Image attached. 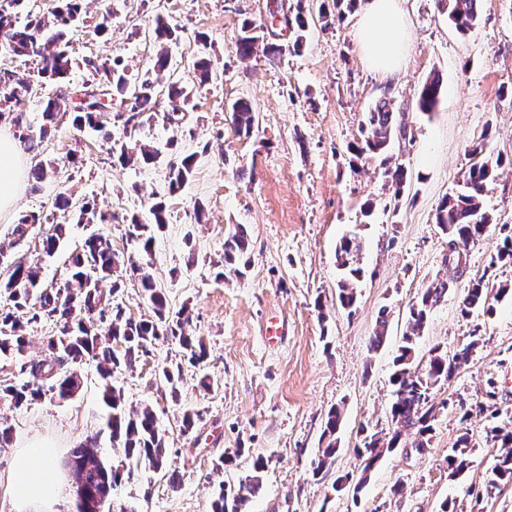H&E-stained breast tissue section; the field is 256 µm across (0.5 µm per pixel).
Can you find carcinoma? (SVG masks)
<instances>
[{"label": "carcinoma", "instance_id": "1", "mask_svg": "<svg viewBox=\"0 0 512 512\" xmlns=\"http://www.w3.org/2000/svg\"><path fill=\"white\" fill-rule=\"evenodd\" d=\"M25 0H0V119L5 118L14 128V136L24 147L34 152L52 133L58 119L68 115L72 126L87 128L112 138L105 129L104 119L122 128V140L113 146L122 164L139 161L145 164L156 161L161 150L153 144L137 139L140 129L157 117L171 124H180L182 110L179 104L188 101V92L180 82L162 86L152 78H132L128 76L123 60L115 57L108 64H100L93 56L82 58V64L91 72L92 79L79 89L81 101L71 106L58 96H48L43 101L41 123L36 133L23 134L22 113L7 115L4 108L15 97L12 88L24 83H32L42 90L48 84L65 80L76 59L72 55L70 36L82 19L84 0H59L58 6L47 20L34 18L23 23L18 20V8ZM361 0H320L318 14L327 19H344L348 13L358 9ZM485 0H444L448 19L459 33H465L480 23ZM308 23L302 7L288 18V29L293 32L294 41L288 48L269 42L264 46L268 59L275 61L285 50L298 51L302 47L303 32ZM258 26L244 22L241 34L237 36L235 50L242 59L250 57L260 36ZM158 49L153 59V70L163 71L170 64L169 46L177 40L176 32L168 26L164 18L157 17L154 29ZM38 38V51L31 52L33 38ZM24 58L31 67L21 71L13 62ZM214 70L210 60L200 59L195 68L198 85H206L213 80ZM441 93L438 76L428 78L420 87L416 107L422 113H430L436 107ZM232 123L240 135L250 136L256 120L254 107L246 99L233 103ZM396 115L394 102L388 97L380 99L367 113L360 130V141L351 147L358 158L380 160L384 174L391 177L396 192L406 183L407 173L400 165L392 164L393 156L387 154ZM471 155L476 160L464 176L461 188L445 195L435 209V223L448 238V254L445 265L455 270L459 266L461 252L480 240L492 223L489 213L482 210V197L490 181L503 160L487 151L486 145L475 147ZM195 155L188 154L169 161V189L174 192L193 176ZM56 175L53 161H40L30 171V178L38 185ZM55 208L64 215L76 213L79 224H107L112 214L97 209L95 201L88 200L77 207L72 195L61 192L56 198ZM152 219L141 221L133 216L127 224V236L137 246L141 262H133L127 267L129 277L137 283L143 296L149 301L151 315L134 320L123 314L120 304L114 303L123 283L112 279L119 263L112 239L104 233L90 235L82 250L71 257L67 276L55 288L42 287L40 268L22 258L16 259L13 270L0 279V292L8 295L11 306L0 309V356L10 355L23 358L26 351L24 325L39 321H52L64 328L58 336L47 338L49 357L37 362L24 361L28 380L16 384L9 379H0V400H8L19 407L42 399L52 388H58V400L75 397L82 388L79 366L86 358L97 361V370L102 379L101 394L104 404L112 409L107 427L115 446L122 448L124 460L117 467L104 462L94 451L95 444L82 443L71 452L70 465L75 482L80 485L83 495L77 497V512H97L101 497H112V489L121 483L124 473L144 463L155 469L163 468L167 448L166 437L157 426L155 414L149 407L128 412L124 408L121 388L112 382V373L120 367L131 368L149 353V346L156 341L177 340L189 354V362L196 365L205 356L204 344L185 332L186 319L182 313L170 311L167 295L150 272L153 243L166 226V204L159 200L150 208ZM51 217L42 211H31L21 215L13 225L11 235L14 243L27 239L33 229L50 223ZM52 224V223H50ZM69 233V224H52V232L42 239L45 255L52 256L60 241ZM362 251V238L352 231L342 237L336 249V265L341 271L337 283L336 300L341 308L353 313L357 303V282L363 276L359 266ZM248 239L240 224L229 227L224 237V255L216 267L217 276L226 274L241 276L249 267ZM112 280V286L105 291L100 288L103 281ZM448 294V279L433 281L409 306L406 331L402 344L393 359L395 367L391 377L394 387V400L389 417L393 431L382 434L368 432L362 439V446L354 449L361 460V471L354 477L346 474L336 480V487L353 484V491L360 492L367 484L374 464L385 454L392 453L406 445V437H413L411 447L422 450L432 433L436 407L432 403L433 391L448 383L454 372L466 363L476 347L472 342L453 355L435 347L430 350L424 367L414 366L416 340L421 336L432 308ZM512 289L506 285H491L484 279L471 282L464 289L459 307L463 316L474 311L493 314V302ZM97 316L99 324L87 328L85 316ZM388 313L382 312L377 329L370 340V349L380 348L387 337ZM342 413L338 408L329 411L322 432L324 447L313 468L316 475L329 472L332 461L338 452L337 433L340 429ZM487 440L500 448V454L491 469L490 483H512V430L492 427L487 432ZM472 450L471 437L465 432L459 436L455 448L448 455V474L456 477L469 468L468 454ZM266 461L253 459L252 470L242 477L237 485L220 487L211 504V512H247L252 498L262 490L263 473Z\"/></svg>", "mask_w": 512, "mask_h": 512}]
</instances>
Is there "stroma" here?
Wrapping results in <instances>:
<instances>
[{
	"label": "stroma",
	"instance_id": "obj_1",
	"mask_svg": "<svg viewBox=\"0 0 512 512\" xmlns=\"http://www.w3.org/2000/svg\"><path fill=\"white\" fill-rule=\"evenodd\" d=\"M279 6L293 9L297 0H85L84 22L71 37L74 57L107 61L118 55L134 76L151 72L156 16L177 27L169 69L159 79L187 87L186 118L179 126L154 121L139 137L160 146L176 140L178 152L195 154L194 175L170 193L167 158L151 165L113 163L111 141L64 122L39 154L23 161L27 168L39 159L55 161L57 178L36 191L24 186L14 207L0 215V250L38 263L46 288L62 281L68 257L91 232L109 234L122 259L114 275L125 281L117 301L137 320L151 309L126 277L124 262L138 253L127 239L125 219L148 217L157 198L166 200L167 226L154 245L152 273L172 310L188 316L186 332L203 340L206 357L192 365L178 342L159 341L133 368L113 374L126 410L151 406L168 455L164 469L143 465L126 476L112 492V506L115 512H210L220 486L236 484L253 457L261 456L268 462L263 491L249 512H442L447 503L455 512H512V484L486 486L498 453L486 432L512 428V298L496 303L490 315L465 317L459 309L471 280L512 285V262L496 258L512 229V96L502 94L512 87V0H486L481 22L464 35L449 24L440 0H402L408 40L401 72L387 81L363 55L355 13L331 22L311 13L302 48L277 61L259 49L239 58L235 41L247 18L263 25L266 41L292 43V32L270 23ZM107 12L112 28L103 36L96 25ZM201 34L206 44L198 43ZM204 51L219 77L200 87L194 65ZM435 74L442 81L439 103L424 114L414 97ZM385 96L406 128L390 141L394 162L407 172L399 191L377 164L351 168L347 152L366 112ZM241 98L256 112L248 137L238 135L231 121V106ZM479 144L504 160L482 197L493 223L469 246L464 273L432 308L416 351L423 360L436 347L451 354L470 342L476 348L434 392L440 409L427 447L385 455L361 493L336 491L337 477L360 467L354 450L362 428L391 427L389 378L408 307L446 275L448 244L434 222L435 209L459 188ZM63 190L75 200L96 201L112 213V223L71 224L51 258L41 251L39 228L30 242L11 246L19 215L53 213ZM198 206L206 214L200 224L194 218ZM232 224L246 230L250 266L243 276L218 279L213 264ZM354 228L363 238L365 277L357 309L349 314L336 303V245ZM190 254L196 257L191 266ZM384 309L389 337L373 351L370 339ZM273 321L285 325L282 339H267L265 327ZM177 362L182 379L174 398L159 370ZM80 371L83 389L68 401L16 407L0 400V419L12 427L9 443L0 447V512H14L12 460L33 439L51 441L64 458L92 439L104 461L121 460L105 429L95 361ZM203 377L210 389L199 387ZM462 404L473 410L469 419L459 414ZM334 407L343 411L339 451L330 472L316 475L313 462ZM187 410L199 415L189 434L181 431ZM465 432L472 438V464L453 478L447 458ZM223 455L234 457V464L219 466Z\"/></svg>",
	"mask_w": 512,
	"mask_h": 512
}]
</instances>
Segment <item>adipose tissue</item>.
<instances>
[{"instance_id":"obj_1","label":"adipose tissue","mask_w":512,"mask_h":512,"mask_svg":"<svg viewBox=\"0 0 512 512\" xmlns=\"http://www.w3.org/2000/svg\"><path fill=\"white\" fill-rule=\"evenodd\" d=\"M356 35L367 61L382 76L396 74L407 42L400 0H367ZM22 148L9 132L0 131V212L7 210L22 187ZM58 450L35 441L15 457L10 493L15 512H57L66 482L57 466Z\"/></svg>"}]
</instances>
